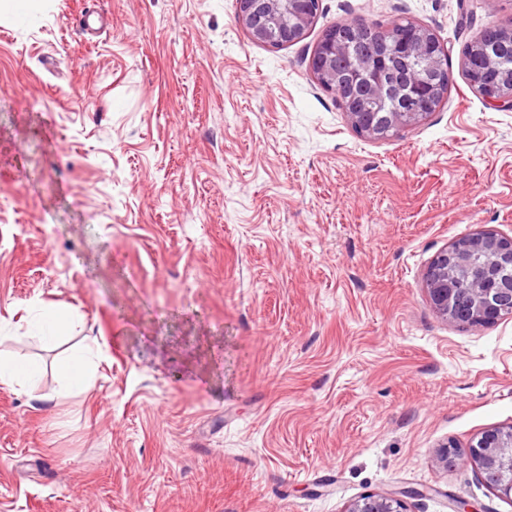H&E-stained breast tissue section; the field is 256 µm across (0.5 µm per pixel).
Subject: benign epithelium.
<instances>
[{"label": "benign epithelium", "mask_w": 512, "mask_h": 512, "mask_svg": "<svg viewBox=\"0 0 512 512\" xmlns=\"http://www.w3.org/2000/svg\"><path fill=\"white\" fill-rule=\"evenodd\" d=\"M320 0H237V23L257 44L279 49L302 41L314 25ZM383 53L361 60L359 49L336 34L322 37L313 49L309 70L317 84L333 90L350 89L340 100L351 127L362 137L382 140L423 125L441 107L447 92L413 71L395 87L382 73L397 50L424 63L442 67L448 50L434 30L412 23L406 30L385 29ZM476 36L464 57L466 72L482 84L478 91L493 107L512 109V79L507 85L487 81L493 61L483 56ZM366 96L385 112H361L358 98ZM424 287L434 311L443 320L463 327L495 324L512 318V236L481 230L441 249L424 272ZM441 463L460 461L484 477L503 498L512 500V425L483 431L462 455L444 449ZM421 495L416 489L368 493L347 504L343 512H406L405 499Z\"/></svg>", "instance_id": "7a95c632"}]
</instances>
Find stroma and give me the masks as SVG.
I'll use <instances>...</instances> for the list:
<instances>
[{"label":"stroma","mask_w":512,"mask_h":512,"mask_svg":"<svg viewBox=\"0 0 512 512\" xmlns=\"http://www.w3.org/2000/svg\"><path fill=\"white\" fill-rule=\"evenodd\" d=\"M236 0H47L0 20V512H512L471 467L512 424V319L433 310V256L512 235V110L462 51L512 0H322L306 38L254 43ZM428 24L448 95L422 126L359 136L308 59L332 25ZM71 335L14 339L39 306ZM97 342L93 381L53 370ZM42 367L34 361H20L14 357H0V385L29 392L35 388ZM419 494L416 489L368 493L347 504L343 512H406L404 498Z\"/></svg>","instance_id":"1"}]
</instances>
